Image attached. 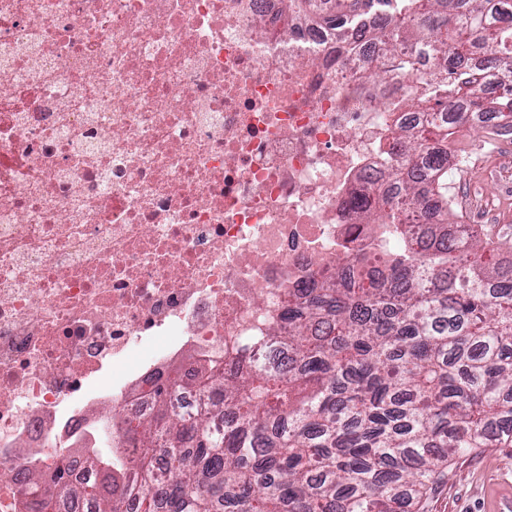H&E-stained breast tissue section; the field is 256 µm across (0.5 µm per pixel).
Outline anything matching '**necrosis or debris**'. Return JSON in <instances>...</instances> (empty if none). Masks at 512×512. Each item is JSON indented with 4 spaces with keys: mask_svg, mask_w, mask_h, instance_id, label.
<instances>
[{
    "mask_svg": "<svg viewBox=\"0 0 512 512\" xmlns=\"http://www.w3.org/2000/svg\"><path fill=\"white\" fill-rule=\"evenodd\" d=\"M287 0H0V512L65 465L53 512L102 430H131L177 379L272 331L289 289L377 242L352 198L432 120L438 67L374 80L383 43L345 49ZM110 401L109 424L89 411Z\"/></svg>",
    "mask_w": 512,
    "mask_h": 512,
    "instance_id": "1",
    "label": "necrosis or debris"
}]
</instances>
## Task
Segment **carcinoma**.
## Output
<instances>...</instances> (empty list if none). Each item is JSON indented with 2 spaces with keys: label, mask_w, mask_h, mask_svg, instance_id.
<instances>
[{
  "label": "carcinoma",
  "mask_w": 512,
  "mask_h": 512,
  "mask_svg": "<svg viewBox=\"0 0 512 512\" xmlns=\"http://www.w3.org/2000/svg\"><path fill=\"white\" fill-rule=\"evenodd\" d=\"M336 18L361 30L372 16L387 44L411 40L446 61L429 83L428 109L502 113L512 131V0H337ZM485 82H458L469 63ZM414 57L395 54L392 76ZM417 148L390 169L387 193L368 223L388 238L348 263L342 286L298 289L258 353L229 358L227 377L200 385L234 408L224 427L170 414V382L136 436L168 438L161 462L131 478L93 451L92 476L70 489L97 512L126 499L138 512H414L449 459L473 448L512 447V225L473 224L460 241L448 228L450 151L426 158L430 182L415 183ZM433 215L427 237L400 222L396 198ZM32 480V510L43 499Z\"/></svg>",
  "instance_id": "1"
}]
</instances>
